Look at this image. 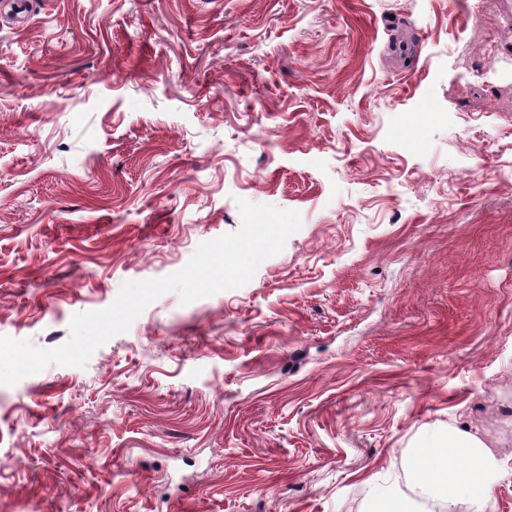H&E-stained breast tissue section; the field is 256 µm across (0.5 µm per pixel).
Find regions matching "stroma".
<instances>
[{"label": "stroma", "instance_id": "1", "mask_svg": "<svg viewBox=\"0 0 512 512\" xmlns=\"http://www.w3.org/2000/svg\"><path fill=\"white\" fill-rule=\"evenodd\" d=\"M512 0H19L0 13V335L240 226L244 286L160 296L0 386V512H365L449 431L512 512Z\"/></svg>", "mask_w": 512, "mask_h": 512}]
</instances>
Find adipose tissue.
<instances>
[{"mask_svg":"<svg viewBox=\"0 0 512 512\" xmlns=\"http://www.w3.org/2000/svg\"><path fill=\"white\" fill-rule=\"evenodd\" d=\"M499 469L498 460L477 437L452 431L435 446L417 451L410 476L429 498L449 503L464 497L473 512H484Z\"/></svg>","mask_w":512,"mask_h":512,"instance_id":"1","label":"adipose tissue"}]
</instances>
